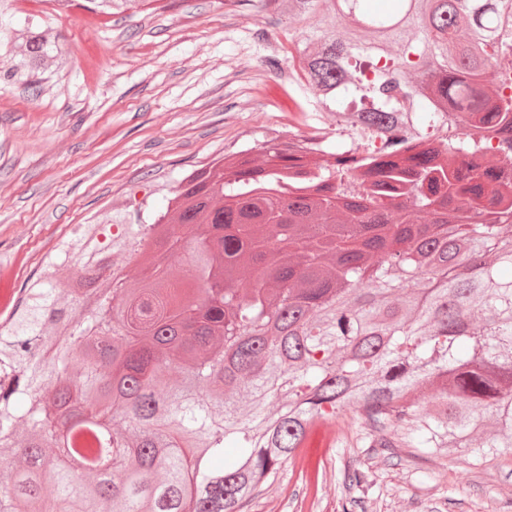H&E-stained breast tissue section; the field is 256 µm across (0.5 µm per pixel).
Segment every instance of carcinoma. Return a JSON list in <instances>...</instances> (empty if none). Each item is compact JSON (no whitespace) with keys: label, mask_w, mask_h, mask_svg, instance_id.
Instances as JSON below:
<instances>
[{"label":"carcinoma","mask_w":512,"mask_h":512,"mask_svg":"<svg viewBox=\"0 0 512 512\" xmlns=\"http://www.w3.org/2000/svg\"><path fill=\"white\" fill-rule=\"evenodd\" d=\"M288 14L291 99L322 100L343 140L320 149L314 126L301 146L270 140L259 165L239 151L187 182L179 231L166 212L88 228L83 280L26 288L0 332V512H242L349 413L370 448H512V144L501 158L488 143L512 127L496 71L512 0H289ZM18 25L0 81L36 96L62 48L41 19ZM458 120L472 133L448 135ZM377 135L415 151L347 171ZM346 226L378 234L338 253ZM169 237L180 275L99 287L106 249Z\"/></svg>","instance_id":"carcinoma-1"}]
</instances>
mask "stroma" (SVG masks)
I'll use <instances>...</instances> for the list:
<instances>
[{
    "mask_svg": "<svg viewBox=\"0 0 512 512\" xmlns=\"http://www.w3.org/2000/svg\"><path fill=\"white\" fill-rule=\"evenodd\" d=\"M64 41L65 69L38 96L0 84V328L30 276L71 228L100 224L146 201L168 205L193 171L266 142L303 135L326 120L308 105L265 97L274 54L291 66L286 14L251 0H164L122 15H98L59 0H11ZM337 447L318 457V494L289 459L242 512H503L512 502V450L475 459L458 449L427 456L357 444L351 419ZM358 465L371 482L344 480Z\"/></svg>",
    "mask_w": 512,
    "mask_h": 512,
    "instance_id": "stroma-1",
    "label": "stroma"
}]
</instances>
